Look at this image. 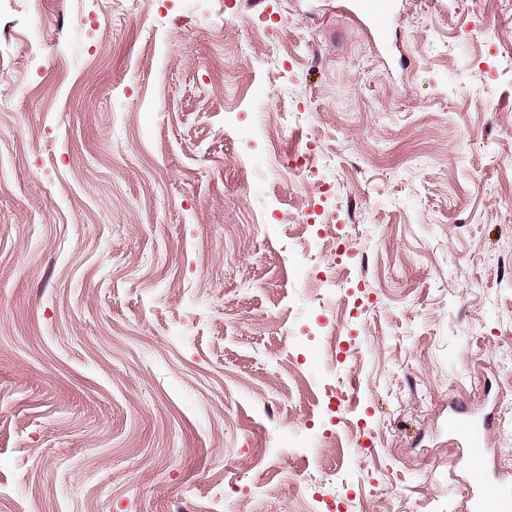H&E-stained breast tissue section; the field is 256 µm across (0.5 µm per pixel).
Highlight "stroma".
<instances>
[{"instance_id":"35a3bbf8","label":"stroma","mask_w":512,"mask_h":512,"mask_svg":"<svg viewBox=\"0 0 512 512\" xmlns=\"http://www.w3.org/2000/svg\"><path fill=\"white\" fill-rule=\"evenodd\" d=\"M112 2L0 0V512H465L512 0ZM355 7L384 44L393 21L400 14L399 0H354ZM448 426L457 448L465 450L472 463L481 465L488 450L486 439L492 426L489 414L475 417L461 407H451Z\"/></svg>"}]
</instances>
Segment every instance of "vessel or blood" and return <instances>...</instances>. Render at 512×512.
Listing matches in <instances>:
<instances>
[{
  "label": "vessel or blood",
  "instance_id": "1",
  "mask_svg": "<svg viewBox=\"0 0 512 512\" xmlns=\"http://www.w3.org/2000/svg\"><path fill=\"white\" fill-rule=\"evenodd\" d=\"M355 7L379 38H386L400 13L399 0H354ZM448 426L457 447L467 452L479 468L469 483L467 512H512V480L500 477L483 461L486 439L492 426L490 416L469 414L460 407L451 408Z\"/></svg>",
  "mask_w": 512,
  "mask_h": 512
}]
</instances>
